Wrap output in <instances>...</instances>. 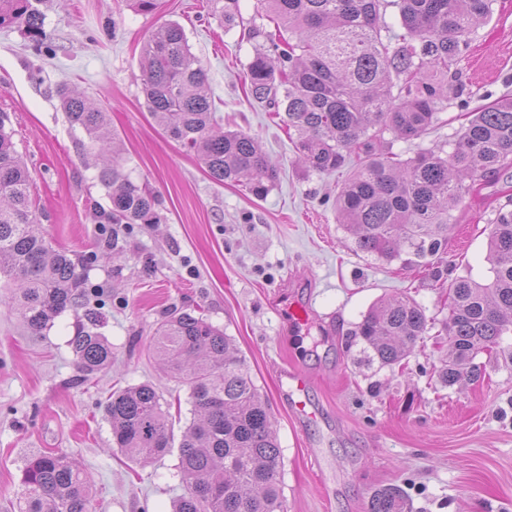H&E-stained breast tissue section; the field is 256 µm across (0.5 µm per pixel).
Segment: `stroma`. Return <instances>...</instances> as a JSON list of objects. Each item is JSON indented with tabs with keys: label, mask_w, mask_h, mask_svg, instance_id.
<instances>
[{
	"label": "stroma",
	"mask_w": 512,
	"mask_h": 512,
	"mask_svg": "<svg viewBox=\"0 0 512 512\" xmlns=\"http://www.w3.org/2000/svg\"><path fill=\"white\" fill-rule=\"evenodd\" d=\"M46 51L24 27L0 28V112L25 159L38 220L53 247L84 256L89 306L103 317L111 366L83 376L69 346L82 314L65 311L41 335H29L0 301V512H13L28 456L60 451L80 458L93 485L94 512H170L181 492L178 456L132 462L112 443L105 404L112 391L153 383L180 401L174 421L191 419L186 387L151 356L158 323L178 310L224 329L269 403L284 457L285 512H366L373 490L401 487L411 512H512V360L482 356L480 380L441 386L436 370L448 345L441 323L448 287L428 270L357 250L336 220L345 171L319 175L296 152L268 104L247 96V66L272 30L259 0H239L225 26L219 0H39ZM179 23L207 73L216 129L256 137L276 161L278 178L258 199L210 179L197 155L151 116L142 91V44L163 23ZM468 88L512 95V0H497L458 65ZM108 114L125 172L158 196L161 221L124 224L118 241L104 233L108 206L103 166L91 138L72 127L61 86ZM462 119L448 103L422 138L394 139L411 157L447 148ZM503 176L488 175L467 195L448 234V280L492 274L488 222L507 203ZM309 300L312 326L301 333L275 311L283 291ZM405 294L435 324L402 365H356L350 330L380 297ZM309 378L317 418L292 417L281 396L291 368Z\"/></svg>",
	"instance_id": "stroma-1"
}]
</instances>
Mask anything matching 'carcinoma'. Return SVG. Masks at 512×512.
<instances>
[{
  "label": "carcinoma",
  "mask_w": 512,
  "mask_h": 512,
  "mask_svg": "<svg viewBox=\"0 0 512 512\" xmlns=\"http://www.w3.org/2000/svg\"><path fill=\"white\" fill-rule=\"evenodd\" d=\"M398 9L403 32L382 35L380 7ZM274 30L248 64L250 96L282 113L280 121L310 171L348 177L336 193V218L361 252L388 261L411 255L419 266L446 262L454 212L489 174L512 172V96L465 114L452 151L429 149L402 159L383 149L389 133L418 139L441 122L444 103L465 110L476 92L457 65L495 0H260ZM22 24L43 45V20L32 0H0V27ZM143 93L168 136L192 149L218 183H241L266 196L277 167L255 137L216 131L204 69L183 27L168 22L143 44ZM70 123L112 153L100 172L110 202L108 224H158L157 197L122 169L106 113L70 89L60 93ZM9 116L0 112V279L27 328L40 334L83 305L85 263L46 239L30 193L29 172L15 150ZM486 283L461 276L448 285L446 356L438 381L452 387L481 376L477 359L512 334V210L489 222ZM71 346L92 374L112 362V346L85 312ZM425 309L406 296H384L351 332L369 364L394 367L428 331ZM150 352L167 377L189 389L193 420L175 441L172 408L148 383L112 392L105 412L117 449L148 464L178 448L183 493L174 512H283L284 460L268 403L231 337L188 312L166 317ZM15 512H91V480L65 454L26 460ZM367 512H409L395 485L374 491Z\"/></svg>",
  "instance_id": "1"
}]
</instances>
